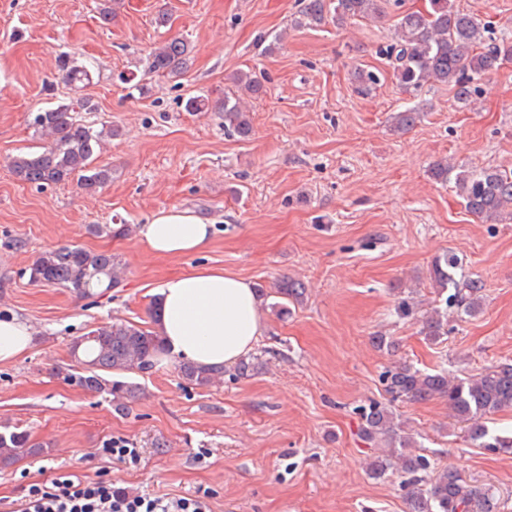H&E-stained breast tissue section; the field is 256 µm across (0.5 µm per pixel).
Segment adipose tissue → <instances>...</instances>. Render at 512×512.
<instances>
[{
  "label": "adipose tissue",
  "instance_id": "1",
  "mask_svg": "<svg viewBox=\"0 0 512 512\" xmlns=\"http://www.w3.org/2000/svg\"><path fill=\"white\" fill-rule=\"evenodd\" d=\"M138 237L157 255L179 257L203 250L212 226L174 208L141 225ZM260 304L252 282L222 270H194L165 280L156 299L162 359L202 367L235 365L263 334Z\"/></svg>",
  "mask_w": 512,
  "mask_h": 512
}]
</instances>
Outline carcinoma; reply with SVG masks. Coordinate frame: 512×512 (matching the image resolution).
<instances>
[{
    "instance_id": "1",
    "label": "carcinoma",
    "mask_w": 512,
    "mask_h": 512,
    "mask_svg": "<svg viewBox=\"0 0 512 512\" xmlns=\"http://www.w3.org/2000/svg\"><path fill=\"white\" fill-rule=\"evenodd\" d=\"M430 10L399 14L395 43L384 54L392 60L394 75L406 90L446 83L457 102L467 105L478 93L475 80L512 60V37L497 34L473 11L460 10L452 0H429ZM379 0H303L297 27H318L330 19L343 28L348 21L378 18ZM189 50L185 39L172 37L154 48L148 56V72L180 74L188 67ZM240 90L252 98L264 86L252 72L237 76ZM189 112L214 110L224 113V129L248 138L252 131L250 113L237 97H224L217 103L194 96L187 100ZM419 113L406 109L392 117V130L402 133L412 128ZM33 132L43 142L42 151L18 154L9 167L20 181L31 184H59L77 179L78 186L94 193L112 178L108 168L91 167L92 157L103 138L116 134L112 127L98 131L81 123L74 108L60 105L35 115ZM432 175L446 182L454 180L467 211L490 224L512 223V170L501 168L457 169L448 161L432 166ZM458 258L444 255L435 259L430 276L441 290H451L445 307H435L421 320V335L436 340L448 332V310L469 317L482 309L484 284L475 275H457ZM122 264L108 252H91L69 245L47 249L29 267V278L45 286L68 288L82 297L98 294L120 282ZM302 284L287 279L277 285L283 298L297 301ZM162 350V338L154 328L125 320L99 326L75 338L70 355L81 369L72 376L77 386L105 392L123 405L132 397L134 386L123 375L152 368ZM180 373L196 385H208L224 376V371L182 363ZM386 391L393 398L426 402L436 398L448 401V411L466 425L470 441L491 452L512 450V438L490 433L486 419L512 407V362H503L466 378L452 376L445 369L423 372L400 363L383 373ZM357 436L369 448L377 449L368 463L374 479L396 472L410 488V512H500V496L490 487L469 484L455 469H437L424 454L411 451L413 437L396 422L388 406L370 401L358 409ZM42 445L25 431L0 432V465H10L22 453H38Z\"/></svg>"
}]
</instances>
